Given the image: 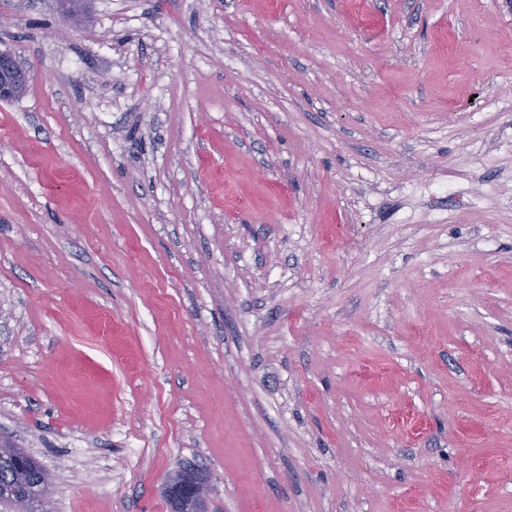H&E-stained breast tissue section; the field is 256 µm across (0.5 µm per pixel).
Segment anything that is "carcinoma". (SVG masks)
<instances>
[{
  "mask_svg": "<svg viewBox=\"0 0 512 512\" xmlns=\"http://www.w3.org/2000/svg\"><path fill=\"white\" fill-rule=\"evenodd\" d=\"M45 484L46 474L34 458H28L27 471L20 474L14 455H0V502L4 507L18 508L15 501L21 497L26 502V512H49L46 496L41 492Z\"/></svg>",
  "mask_w": 512,
  "mask_h": 512,
  "instance_id": "obj_1",
  "label": "carcinoma"
}]
</instances>
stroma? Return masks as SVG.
<instances>
[{
	"label": "stroma",
	"mask_w": 512,
	"mask_h": 512,
	"mask_svg": "<svg viewBox=\"0 0 512 512\" xmlns=\"http://www.w3.org/2000/svg\"><path fill=\"white\" fill-rule=\"evenodd\" d=\"M0 50L51 512H512V0H0ZM28 82V71L24 69L14 55L0 51V100L15 97V82L18 77ZM177 471L170 476L166 484L169 496L186 504L198 503L201 500L205 502V478L199 474L195 478L192 470L183 471L179 475Z\"/></svg>",
	"instance_id": "stroma-1"
}]
</instances>
